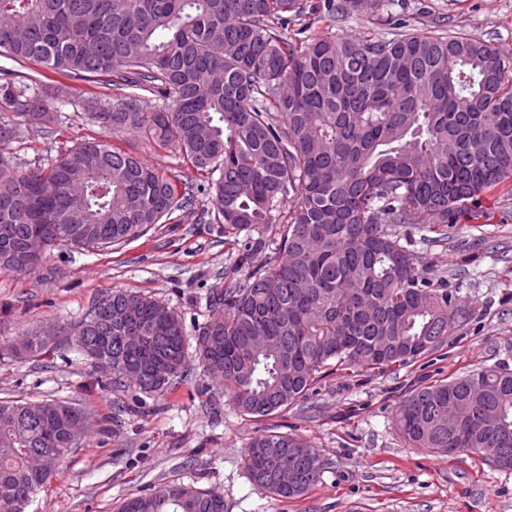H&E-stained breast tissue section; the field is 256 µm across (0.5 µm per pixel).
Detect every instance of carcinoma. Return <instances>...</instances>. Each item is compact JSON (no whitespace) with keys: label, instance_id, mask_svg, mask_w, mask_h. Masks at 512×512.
Masks as SVG:
<instances>
[{"label":"carcinoma","instance_id":"carcinoma-1","mask_svg":"<svg viewBox=\"0 0 512 512\" xmlns=\"http://www.w3.org/2000/svg\"><path fill=\"white\" fill-rule=\"evenodd\" d=\"M328 16L378 14L383 0H323ZM297 24L295 32L288 31ZM304 0H0V270L26 276L43 252L103 250L147 228L180 224L194 196L178 176L111 142L135 133L188 164L213 190L214 221L237 251L235 271L209 297L200 368L224 364V396L243 416L297 405L329 367L405 368L448 343L469 320L448 280L390 224H456L512 180V62L460 34L314 32ZM98 84L79 101L98 138L23 161L26 124L49 129L73 95L66 80ZM150 95L162 105L142 106ZM289 205H284V202ZM273 255L261 261L267 249ZM145 337L129 349L124 337ZM187 333L164 303L114 289L80 318L71 346L112 362V388L172 389L186 372ZM56 340L31 331L14 350ZM0 399V512H26L58 472L30 457L64 459L86 436L70 399ZM400 436L450 457L477 455L512 470V369L491 365L420 386L395 409ZM245 467L284 500L306 495L326 462L297 435L251 438ZM121 512H224V501L180 483L134 495Z\"/></svg>","mask_w":512,"mask_h":512}]
</instances>
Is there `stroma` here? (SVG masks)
Returning <instances> with one entry per match:
<instances>
[{"mask_svg": "<svg viewBox=\"0 0 512 512\" xmlns=\"http://www.w3.org/2000/svg\"><path fill=\"white\" fill-rule=\"evenodd\" d=\"M394 16L419 33L484 40L512 60V0H393L380 15L326 19L316 29L339 37L387 33ZM59 122L53 136L28 126L19 157L56 156L95 132L75 105L64 107ZM179 168L195 187L184 223L159 224L94 253L54 249L26 277L0 271V398H69L94 419L27 512H120L127 497L169 482L222 494L225 512H512V472L475 455L451 458L411 447L392 423L398 403L420 384L483 365L512 367L511 188L486 194L478 214L440 233L399 228L429 262L431 277L446 278L472 311L448 345L394 373L328 372L307 400L262 420L234 411L223 382L202 375L193 361L173 390L143 394L112 389L107 373L67 345L48 356L12 353L26 332L68 326L115 288L175 310L188 346H195L194 333L210 316L207 296L232 273L235 252L211 221L207 189L198 188L188 165ZM264 430L299 435L325 459L321 481L304 497L283 501L249 481L244 455Z\"/></svg>", "mask_w": 512, "mask_h": 512, "instance_id": "obj_1", "label": "stroma"}]
</instances>
